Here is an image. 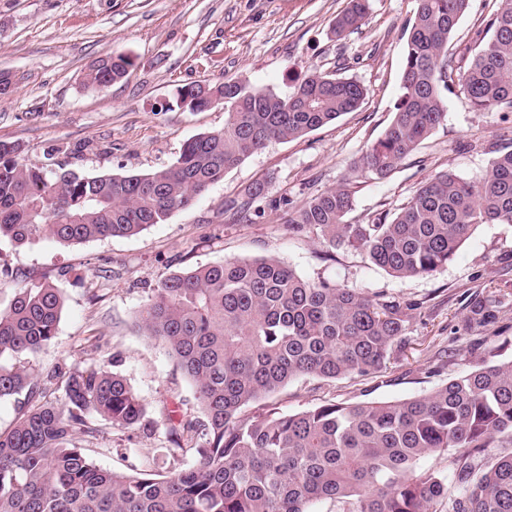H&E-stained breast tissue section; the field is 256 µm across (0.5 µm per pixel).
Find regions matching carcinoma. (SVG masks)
<instances>
[{
	"label": "carcinoma",
	"mask_w": 512,
	"mask_h": 512,
	"mask_svg": "<svg viewBox=\"0 0 512 512\" xmlns=\"http://www.w3.org/2000/svg\"><path fill=\"white\" fill-rule=\"evenodd\" d=\"M407 26L402 92L383 135L351 171L385 180L445 120L443 91L458 82L477 111L512 108V0H500L491 38L463 66L448 40L469 0H415ZM370 0H348L330 34L365 25ZM135 65L110 54L89 66L83 85L123 80ZM353 77L313 68L281 96L244 81L190 83L175 102L193 112L224 106V128L200 133L163 169L129 176L80 175L26 163L0 141V238L26 245L42 237L73 244L135 236L185 209L271 141L289 142L359 108ZM269 182L256 181L224 202L240 220L262 214ZM352 180L311 197L289 223L315 231L331 249L358 251L400 280L448 263L478 224H512V150L468 181L451 171L423 182L392 215L350 224ZM64 307L50 283L21 287L0 309V400L25 395L14 426L0 432V512H310L330 499L343 512H512V453L487 458L496 442L512 447V360L492 363L435 390L396 402L324 403L283 414L267 404L244 409L294 378L336 379L382 368L415 305L311 281L274 258L225 259L162 280L137 311L144 332L168 348L194 384L204 418L191 425L198 459L164 475L98 466L77 436L95 421L145 428L143 401L105 367L66 373L64 401L47 400L52 378L33 361L56 335ZM500 300L475 301L468 321L497 319ZM452 453L457 486L420 467Z\"/></svg>",
	"instance_id": "obj_1"
}]
</instances>
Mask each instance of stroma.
I'll list each match as a JSON object with an SVG mask.
<instances>
[{
    "label": "stroma",
    "mask_w": 512,
    "mask_h": 512,
    "mask_svg": "<svg viewBox=\"0 0 512 512\" xmlns=\"http://www.w3.org/2000/svg\"><path fill=\"white\" fill-rule=\"evenodd\" d=\"M347 0H0V72L13 92L0 97V140L18 144L35 165L65 164L87 176L149 173L171 165L183 145L224 125V110L191 112L174 104L179 87L242 79L288 94L293 77L318 67L359 80L362 106L294 141L269 143L229 171L192 206L139 235L64 244L44 237L25 246L0 239V303L16 288L55 284L64 308L53 342L36 358L39 373L101 364L123 374L152 422L118 430L100 422L80 436L97 465L164 474L197 461V440L171 428L202 417L195 389L136 312L170 274L227 258L278 259L308 279L414 304L408 329L386 365L368 375L299 377L269 398L292 414L330 402L398 401L427 394L486 363L512 359V224H481L435 273L397 280L348 249L328 250L315 232L290 230V208L352 177L351 165L384 133L401 94L405 30L415 0H371L359 32L333 41L329 27ZM500 0H470L448 42L467 62L489 40ZM124 53L135 64L124 80L81 87L97 58ZM447 116L390 178L355 179L349 223L408 202L441 171L471 180L495 149H512V112L474 111L460 87L445 92ZM287 206L246 222L224 202L256 180ZM506 301L495 323H467L474 296ZM183 451L166 454L173 442Z\"/></svg>",
    "instance_id": "obj_1"
}]
</instances>
